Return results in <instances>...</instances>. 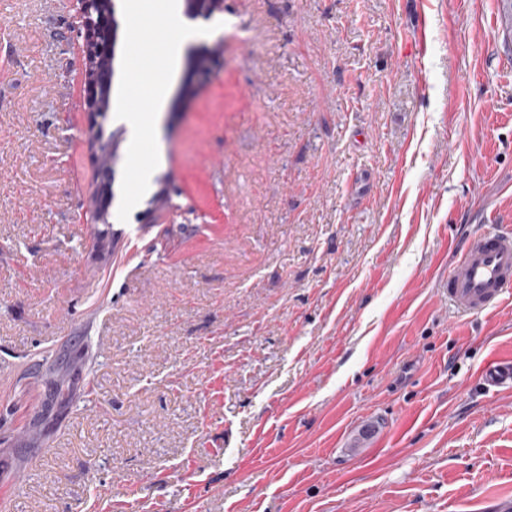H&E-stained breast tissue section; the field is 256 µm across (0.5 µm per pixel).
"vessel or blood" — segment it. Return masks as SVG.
<instances>
[{
    "mask_svg": "<svg viewBox=\"0 0 512 512\" xmlns=\"http://www.w3.org/2000/svg\"><path fill=\"white\" fill-rule=\"evenodd\" d=\"M512 292V226L494 224L462 249L448 271L444 295L459 312L480 314L499 306ZM486 387H512V356L496 357L482 368Z\"/></svg>",
    "mask_w": 512,
    "mask_h": 512,
    "instance_id": "obj_1",
    "label": "vessel or blood"
}]
</instances>
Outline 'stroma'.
<instances>
[{
    "instance_id": "stroma-1",
    "label": "stroma",
    "mask_w": 512,
    "mask_h": 512,
    "mask_svg": "<svg viewBox=\"0 0 512 512\" xmlns=\"http://www.w3.org/2000/svg\"><path fill=\"white\" fill-rule=\"evenodd\" d=\"M177 7L115 0L111 104L169 93L90 224L72 0H0V512H512V294H438L512 221V0ZM174 0H131L130 8L136 13H150L166 27L180 31L179 15L175 11ZM139 72L136 76L138 84H145L150 87L154 101L155 110L159 109L167 95L168 69ZM482 380L487 388L512 387V356L489 360L482 368Z\"/></svg>"
}]
</instances>
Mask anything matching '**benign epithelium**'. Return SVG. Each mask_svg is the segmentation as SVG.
Returning <instances> with one entry per match:
<instances>
[{"mask_svg": "<svg viewBox=\"0 0 512 512\" xmlns=\"http://www.w3.org/2000/svg\"><path fill=\"white\" fill-rule=\"evenodd\" d=\"M77 31L82 38L84 57L85 110L89 116L88 130H94L102 116L100 88L112 82V38L114 0H75ZM197 14L205 17L223 9L224 0H189ZM94 158L99 167V188L93 197L91 223L100 224L107 213L109 200L104 188L110 182L112 164L104 162L102 144L91 140Z\"/></svg>", "mask_w": 512, "mask_h": 512, "instance_id": "obj_1", "label": "benign epithelium"}]
</instances>
